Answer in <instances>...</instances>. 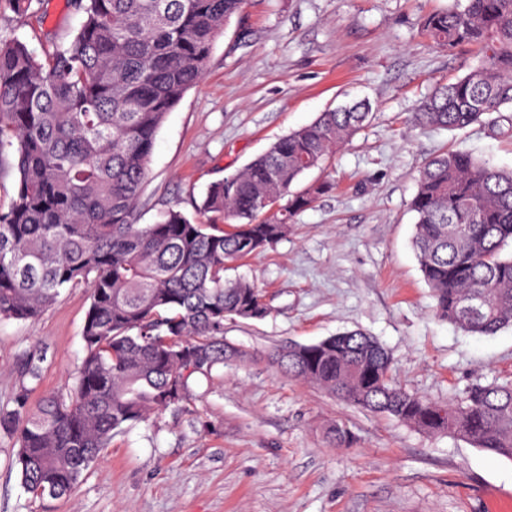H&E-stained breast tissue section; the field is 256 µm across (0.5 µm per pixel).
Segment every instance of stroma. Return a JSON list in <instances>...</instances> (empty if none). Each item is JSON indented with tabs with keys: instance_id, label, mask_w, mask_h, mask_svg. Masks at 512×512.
I'll use <instances>...</instances> for the list:
<instances>
[{
	"instance_id": "1",
	"label": "stroma",
	"mask_w": 512,
	"mask_h": 512,
	"mask_svg": "<svg viewBox=\"0 0 512 512\" xmlns=\"http://www.w3.org/2000/svg\"><path fill=\"white\" fill-rule=\"evenodd\" d=\"M448 0H248L216 41L204 79L158 129L139 221L193 214L209 183L242 169L320 113L365 99L372 117L326 168L292 187L332 190L297 213L275 248L228 270L263 295L260 320H228L239 356L191 380L180 409L115 436L60 499L31 501L0 435V512H512V461L346 405L267 361L269 352L349 330L376 337L396 381L440 403L475 383L512 382V328L464 333L434 317L412 247L410 202L424 164L459 149L512 168V123L419 127L435 88L480 64L421 33ZM82 19L74 0H0V36L35 52ZM86 289L63 290L37 320L0 321V409L12 408L20 363L40 361L30 403L64 387L83 357ZM342 424L353 444L332 447Z\"/></svg>"
}]
</instances>
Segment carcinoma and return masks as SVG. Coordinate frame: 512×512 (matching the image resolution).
Instances as JSON below:
<instances>
[{
  "label": "carcinoma",
  "instance_id": "1",
  "mask_svg": "<svg viewBox=\"0 0 512 512\" xmlns=\"http://www.w3.org/2000/svg\"><path fill=\"white\" fill-rule=\"evenodd\" d=\"M246 0H77L79 28L38 56L0 37V173L17 189L0 207V319L34 321L66 288L90 306L85 355L64 389L38 403L29 388L0 412L33 501L69 495L112 439L190 399V379L237 357L224 320L267 314L228 264L274 248L297 212L326 192L291 186L323 169L371 117L366 101L321 113L243 169L211 183L196 216L170 208L153 224L138 209L155 135L199 84L217 39ZM423 32L483 64L442 85L413 115L461 129L512 106V0H467L430 14ZM414 245L435 313L472 335L512 327V170L462 150L432 157L411 201ZM288 375L341 402L420 431L448 434L512 461V384L470 388L446 405L411 393L372 336L353 330L277 350ZM336 448L352 438L329 430Z\"/></svg>",
  "mask_w": 512,
  "mask_h": 512
}]
</instances>
